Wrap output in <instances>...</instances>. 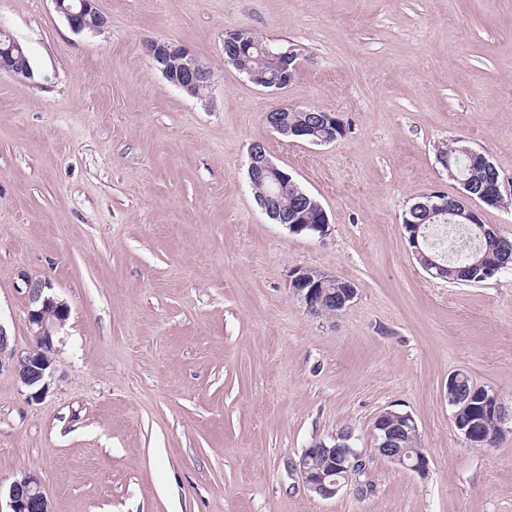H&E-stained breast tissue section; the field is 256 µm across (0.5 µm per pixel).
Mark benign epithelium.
<instances>
[{
  "instance_id": "1",
  "label": "benign epithelium",
  "mask_w": 512,
  "mask_h": 512,
  "mask_svg": "<svg viewBox=\"0 0 512 512\" xmlns=\"http://www.w3.org/2000/svg\"><path fill=\"white\" fill-rule=\"evenodd\" d=\"M56 10L68 21L76 33L85 30L99 32L108 25L107 17L96 7V0H53ZM266 55L278 69L282 83L291 84L299 72L298 56L292 51H280L270 46L265 48ZM149 56L174 87L198 94L201 89H211L212 74L206 68L196 65V57L186 47L166 40H153L148 44ZM6 72L19 81L34 79L33 66L24 52L23 45L14 39L0 49V72ZM288 106H278L266 113L267 124L276 132L288 133ZM248 174L259 207L273 220L280 221L277 208L272 205L269 183L281 178V170L266 155L264 147L253 145L249 152ZM485 165L490 178L483 182H462L468 192L462 193L457 205L448 203V199L435 201L434 193H426L413 205V212L423 213L429 221H448L452 224H472L476 235L487 234V228L475 222L476 211L469 201L473 196H494L502 200V207L512 204V184L499 178L491 161ZM329 220L325 211H320L317 223L310 226L289 224L292 232L298 233L309 227L321 236L328 232ZM28 289L27 319L34 342L33 348L22 351L12 341L8 328L0 323V374H10L23 387L32 400L42 399L48 392L53 375L54 362L59 352L58 343L69 317V306L54 292L46 280L26 281ZM288 288L299 300L307 312L313 316H322L329 308L346 309L357 295V288L350 283L339 289L336 276L321 272L312 274L310 269L299 267L290 276ZM483 397L487 406L493 410L497 432L484 430L479 420L470 421L463 426L464 439L474 445L492 444L506 429L508 418L503 413V405L498 394L486 390ZM375 452L382 459L406 468L420 476L428 471L429 459L422 451L414 453L403 445L410 433L418 432L414 417L408 413L399 414L396 421H390L386 414H380L375 422ZM325 456L332 460L331 466L322 470L313 465L316 456ZM365 465L363 454L352 443L340 441L335 436L329 441H318L304 449L297 459L291 462V469L301 478L307 490L315 495L329 499L335 497L355 478L356 472ZM9 512H50L48 500L42 490L37 475L25 473L11 482L7 491Z\"/></svg>"
}]
</instances>
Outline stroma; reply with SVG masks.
<instances>
[{"instance_id": "stroma-1", "label": "stroma", "mask_w": 512, "mask_h": 512, "mask_svg": "<svg viewBox=\"0 0 512 512\" xmlns=\"http://www.w3.org/2000/svg\"><path fill=\"white\" fill-rule=\"evenodd\" d=\"M75 33L53 0H0L35 79L0 73V321L32 347L27 278L70 308L46 396L0 375V485L37 474L51 512H512V431L455 428L448 376L512 406V269L428 276L402 224L422 194L461 195L436 147L461 139L512 181V0H97ZM248 30L294 50L278 93L224 59ZM188 47L207 102L145 44ZM339 115L343 137L274 132L270 109ZM323 206L326 236L256 204L252 144ZM312 268L352 282L315 318L288 288ZM411 413L426 476L374 452L373 423ZM342 431L372 493H310L288 463Z\"/></svg>"}]
</instances>
